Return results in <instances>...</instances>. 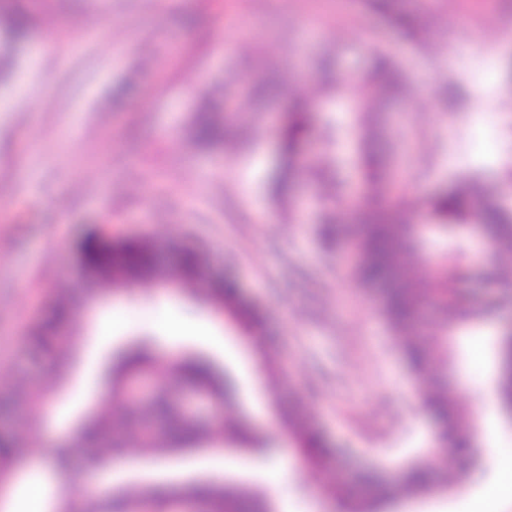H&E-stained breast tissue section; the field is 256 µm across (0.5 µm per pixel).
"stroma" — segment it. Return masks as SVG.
I'll list each match as a JSON object with an SVG mask.
<instances>
[{"mask_svg": "<svg viewBox=\"0 0 512 512\" xmlns=\"http://www.w3.org/2000/svg\"><path fill=\"white\" fill-rule=\"evenodd\" d=\"M409 8L426 29L453 18L458 50L416 47L356 0H54L15 47L11 74L0 76V378L22 369L33 381L48 379L51 364L31 349L29 331L56 289L81 298L71 245L91 226L115 241L153 240L171 268V242L191 238L214 274L234 272L264 315L251 338L185 288L172 289L166 311L155 304L153 284L102 295L93 318L81 321L60 387L83 401L36 416L22 436L19 460L43 461L48 499L88 484L105 496L149 473L228 474L265 493L276 512H340L324 490L334 472L309 467L281 417L280 404L294 401L332 443L353 448L359 465H382L392 480L401 460L431 444L439 424L414 395L432 377L409 371L375 311V294L350 276L348 253L328 250L318 237L321 205L310 171L325 124L337 115L334 102L314 96L321 55L337 49L339 78L362 74L372 65L367 42L374 37L414 85L432 91L452 80L467 93L458 110L428 102L413 113L392 103L379 119L381 178L425 201L440 184L478 175L512 204V40L500 35L512 29V0H411ZM290 66L296 84L249 108L257 76ZM299 95L315 101L299 143L296 199L275 203L268 183ZM205 99L217 120L247 127L245 142L195 147ZM450 249L465 295L482 313L454 326L445 381L493 445L478 439L451 449L462 477L391 500V512H464L512 456V426L502 409L489 407L500 374L496 343L512 320V282L497 279L502 259L488 240L463 231ZM116 308L123 325L98 339L95 315ZM183 315L217 323L221 342L168 335L164 323ZM131 338L149 340L158 356L202 354L234 373L241 389L225 421L269 440L278 455L260 463L238 444L222 453L191 448L146 470L138 452L113 465L74 444L66 468L52 470L54 448L74 424L106 409L98 397L102 372L113 347ZM264 347L285 356L277 377L257 372Z\"/></svg>", "mask_w": 512, "mask_h": 512, "instance_id": "stroma-1", "label": "stroma"}]
</instances>
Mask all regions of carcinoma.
Instances as JSON below:
<instances>
[{"label": "carcinoma", "instance_id": "cac0c4a2", "mask_svg": "<svg viewBox=\"0 0 512 512\" xmlns=\"http://www.w3.org/2000/svg\"><path fill=\"white\" fill-rule=\"evenodd\" d=\"M361 7L390 25L402 29L410 39L423 47L429 42L420 37L413 14L403 0H361ZM36 21L35 14L23 0H0V23L7 40L25 39ZM376 63L360 79L348 83L325 79L318 86L320 96H333L345 103V116L336 123V155L318 160V175L331 180L335 206L344 211L355 209L363 215V223L343 238L352 242L356 261L354 274L366 287H382L378 311L390 325L396 346L407 367L420 377L431 371L434 376L448 372V327L478 312L466 308L456 274L454 256L448 248H435L434 236L448 227L453 238L461 222H473L478 234L491 240L512 265V208L485 200L478 177L457 181L454 191L443 187L432 200L418 204L403 200L393 209L384 201V186L377 170V160L368 139L376 136L380 113L394 101L414 106L417 100L404 72L376 44L371 47ZM281 80L261 79L254 85L253 95L269 97L277 93ZM298 125H293L282 144L278 172L270 187L273 199H286L294 191ZM226 136L224 125L207 120L199 122L195 138L202 144ZM353 167L362 172L367 193L359 200L347 196V183L342 170ZM319 236L327 244L337 242L335 222L340 216L331 209L325 214ZM82 255V273L88 284L86 303L93 305L107 287L136 288L145 283L173 281L183 286H206L207 296L231 320L248 334L261 331L262 317L258 308L241 295V286L233 277L212 278L205 251L192 243L171 244L180 258L177 273L167 271L155 260L156 244L148 239L108 243L95 233H88L78 244ZM429 302L444 313L442 326L434 332H422L418 310ZM74 307L72 297L63 291L49 302L48 311L32 327L31 344L54 361V371L63 377L79 336L72 332ZM501 373L499 398L505 405L512 402V326L506 327L500 340ZM160 369L165 379L142 395L133 392L130 379ZM208 393L215 403L230 402L200 362L181 357L160 359L149 351L137 349L126 359L116 376L108 396L109 409L97 414L87 424L84 442L96 455L118 461L128 448H141L152 455L165 456L193 442L256 443L239 430L224 433V422H200L183 409L180 398L187 389ZM53 404L49 392L30 382L23 374L0 384V406L25 413L45 411ZM420 406L437 416L440 436L452 447L470 446L473 431L459 425L453 393L435 382L420 395ZM282 418L315 470H327L341 450L331 447L321 429L309 422L297 406L282 410ZM16 434L0 436V484L12 475L18 455ZM456 479L455 469L448 468V458L413 457L401 467L399 483L388 480L378 467H356L350 478L328 484L339 489L341 512H378L379 504L397 496L406 498L426 493L435 485H446ZM84 499V512H175L177 502L168 494L128 489L119 496L97 498L78 492ZM194 512H266V495L246 486L214 485L201 487L190 496Z\"/></svg>", "mask_w": 512, "mask_h": 512}]
</instances>
